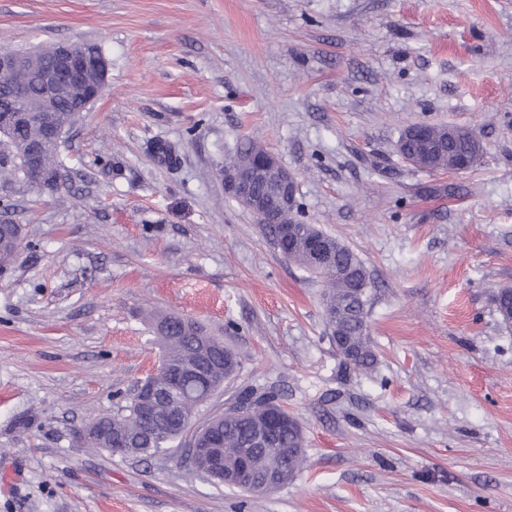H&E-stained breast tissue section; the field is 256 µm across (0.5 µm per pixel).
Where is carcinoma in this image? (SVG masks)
Segmentation results:
<instances>
[{"label": "carcinoma", "mask_w": 512, "mask_h": 512, "mask_svg": "<svg viewBox=\"0 0 512 512\" xmlns=\"http://www.w3.org/2000/svg\"><path fill=\"white\" fill-rule=\"evenodd\" d=\"M49 65V60L35 56L30 66L14 74L13 82L24 85L29 90L30 106L41 108V89L38 82L40 70ZM83 91L76 89L64 96L57 103V112L53 114L59 127H71L76 121L73 108L81 102ZM434 141H421L410 137L406 139L404 149L399 154L404 159L424 165L429 171L454 169L456 157L469 153L472 159L480 157V143L467 133H460L454 139L447 136L448 127L434 125ZM43 128L32 125L5 140L4 150L0 151V173H24L27 153L31 145L41 142L45 149L44 161L51 166H62L58 158V149L43 140ZM267 150L253 142L239 143L233 158L224 164V168L255 167L264 158ZM263 230L266 238L282 255L299 264L309 272L322 276L328 284L325 294V316L331 338L340 342L342 353L352 357L355 369L369 373L375 370L378 356L368 336L369 290L372 286L371 275L365 263L344 243L330 234L325 235L333 253V264L324 269H316L308 264L303 244L314 234L322 233L314 224H306L296 218L289 220L288 235H283L282 225L265 224ZM496 308L501 320L512 322V289L504 288L496 294ZM152 326H164L167 335L161 339L168 361L181 365L201 345L213 350V359L224 362V380H229L240 365L238 354L224 346L220 338L207 333L196 320L175 314L153 312L150 314ZM219 389L215 381L207 378L191 380L189 392L192 399L183 402L184 412L195 414L199 406L208 401V397ZM270 406L262 399L250 404L248 413L240 416L236 409L229 408L212 416L202 426L208 434L222 439L224 448V469L235 470L246 467L252 473L269 470L282 472L283 483L292 480L305 464L304 436L302 428L291 413H286L288 423L270 436L264 444L256 443V427L265 421ZM96 433L91 435L86 444L92 448L123 452L106 445L108 435L134 433L138 436L134 454L143 455L157 452L178 439L177 433L187 434L191 427L180 431L170 425L163 415L152 419H141L132 399L122 397L117 402L116 411L106 417L95 420Z\"/></svg>", "instance_id": "cac0c4a2"}]
</instances>
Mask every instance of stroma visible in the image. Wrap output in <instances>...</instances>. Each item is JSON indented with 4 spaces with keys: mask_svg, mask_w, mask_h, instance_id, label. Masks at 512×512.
Segmentation results:
<instances>
[{
    "mask_svg": "<svg viewBox=\"0 0 512 512\" xmlns=\"http://www.w3.org/2000/svg\"><path fill=\"white\" fill-rule=\"evenodd\" d=\"M94 43L101 97L60 154L65 189L0 177L25 234L0 267V512H512V0H0V47ZM482 157L425 171L415 123ZM296 181L297 217L376 284L375 375L328 336L324 284L219 171L238 142ZM190 316L241 365L193 417L275 392L306 467L264 494L79 444L155 367L146 319ZM432 131L435 133L436 141H421L417 138L410 137L405 141L404 149L399 150L398 143L401 140L405 128L397 141V152L407 162V158L412 162L423 164L429 171L454 170L456 157L460 153H469L474 163L465 171L469 170L480 157V143L476 138H472L468 133H458L456 139H448V134L455 135L460 129L458 126L452 125H432ZM447 142V143H446Z\"/></svg>",
    "mask_w": 512,
    "mask_h": 512,
    "instance_id": "35a3bbf8",
    "label": "stroma"
}]
</instances>
